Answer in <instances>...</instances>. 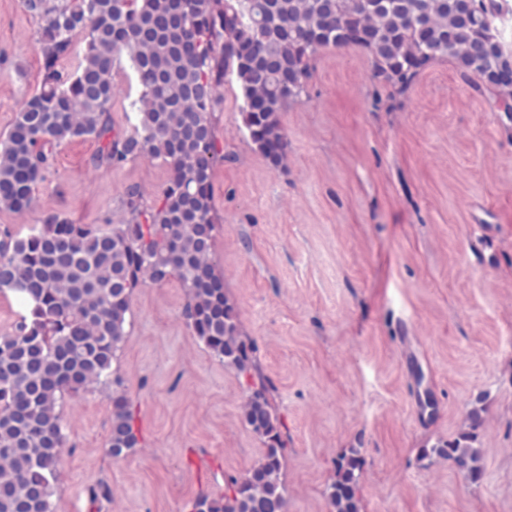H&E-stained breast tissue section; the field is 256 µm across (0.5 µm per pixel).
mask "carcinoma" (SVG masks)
<instances>
[{
    "label": "carcinoma",
    "instance_id": "obj_1",
    "mask_svg": "<svg viewBox=\"0 0 512 512\" xmlns=\"http://www.w3.org/2000/svg\"><path fill=\"white\" fill-rule=\"evenodd\" d=\"M40 21L39 88L0 139V208L30 210L35 190L61 145L93 138V163L161 162L168 178L159 203L131 192L117 224H76L50 213L25 237L0 232V291L23 305L0 336V512H59L52 501L67 438L62 405L94 384H112L111 454L140 445L122 380L112 369L128 336L135 290L178 280L183 315L194 336L224 366L251 379L242 424L263 443L257 464L229 475L221 495L200 494L192 512H287L283 469L288 436L270 402L255 343L241 330L236 304L211 255L216 216L212 177L224 161L214 112L224 77L236 75L240 116L251 142L274 168L288 137L280 113L307 93L310 62L324 49L356 45L373 77L405 93L423 64L447 60L487 89L511 95L499 73L512 68L479 22L496 0H23ZM85 49L73 73L59 67L74 39ZM127 58L140 87L131 106L138 123L112 128V70ZM480 410L468 430L419 458H442L482 477V449L472 446ZM365 458L346 448L325 491L329 512H364Z\"/></svg>",
    "mask_w": 512,
    "mask_h": 512
}]
</instances>
